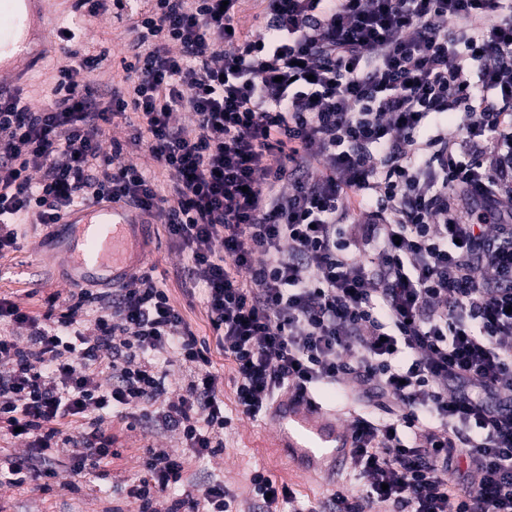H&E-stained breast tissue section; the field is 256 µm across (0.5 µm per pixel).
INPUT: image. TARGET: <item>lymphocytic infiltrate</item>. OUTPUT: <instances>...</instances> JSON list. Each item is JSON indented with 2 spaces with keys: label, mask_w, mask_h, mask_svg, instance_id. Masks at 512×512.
Returning a JSON list of instances; mask_svg holds the SVG:
<instances>
[{
  "label": "lymphocytic infiltrate",
  "mask_w": 512,
  "mask_h": 512,
  "mask_svg": "<svg viewBox=\"0 0 512 512\" xmlns=\"http://www.w3.org/2000/svg\"><path fill=\"white\" fill-rule=\"evenodd\" d=\"M239 12L153 0L107 98L88 79L105 39L39 107L0 97V257L19 225L125 201L186 256L214 336L148 269L41 314L0 295V436L18 442L0 487L106 478L117 418L179 442L141 448L134 512H228L223 479L187 476L224 450L218 351L242 416L323 387L362 403L363 491L333 512H512V0H263L248 28ZM118 120L169 194L121 163ZM252 482L262 512H318Z\"/></svg>",
  "instance_id": "obj_1"
}]
</instances>
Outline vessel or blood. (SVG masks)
I'll use <instances>...</instances> for the list:
<instances>
[{
	"label": "vessel or blood",
	"mask_w": 512,
	"mask_h": 512,
	"mask_svg": "<svg viewBox=\"0 0 512 512\" xmlns=\"http://www.w3.org/2000/svg\"><path fill=\"white\" fill-rule=\"evenodd\" d=\"M55 0H0V92L24 91L34 60H46L60 18ZM145 219L125 202L103 200L71 209L58 222L71 241L68 257L80 281L104 280L118 286L133 269L131 252ZM266 422L290 462L302 472L328 477L349 465L350 433L335 412L320 404L283 396L268 409Z\"/></svg>",
	"instance_id": "vessel-or-blood-1"
}]
</instances>
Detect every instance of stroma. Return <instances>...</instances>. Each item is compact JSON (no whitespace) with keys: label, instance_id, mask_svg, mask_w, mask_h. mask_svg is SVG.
Listing matches in <instances>:
<instances>
[{"label":"stroma","instance_id":"35a3bbf8","mask_svg":"<svg viewBox=\"0 0 512 512\" xmlns=\"http://www.w3.org/2000/svg\"><path fill=\"white\" fill-rule=\"evenodd\" d=\"M127 22L106 13L93 19L78 32L74 41H56L57 60H64L66 50H82L101 37L112 39V63L120 65L124 43L127 41ZM21 248L0 258V295L27 296L33 309L43 311L55 294H67L72 288L73 271L63 254L64 243L56 227L21 225ZM144 267L153 269L156 280L167 289L173 304L190 322L195 333L208 339L212 331L208 325L202 294L188 296L178 272L186 265V257L170 239L164 225L148 224L140 241ZM224 410L234 418L231 428L224 433V452L211 460L193 465L197 477L215 473L235 494L237 503L251 498L250 478L261 471L272 479L287 483L302 499L318 505L327 504L331 494L343 491L358 493L363 484L351 472L338 475L333 481H318L300 473L280 455L273 434L262 420H252L235 413L232 388L224 390ZM61 499L57 492L31 493L23 489H0V512H59Z\"/></svg>","mask_w":512,"mask_h":512}]
</instances>
